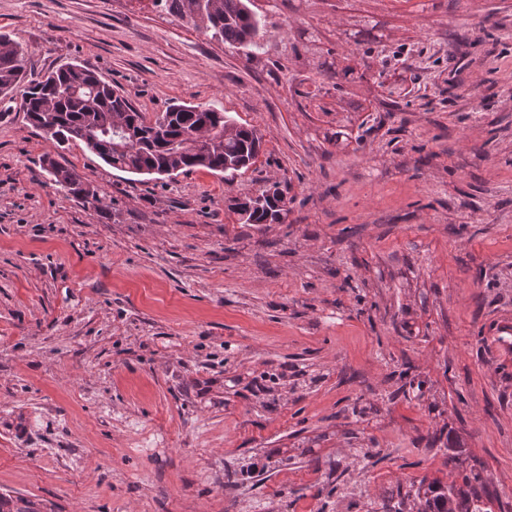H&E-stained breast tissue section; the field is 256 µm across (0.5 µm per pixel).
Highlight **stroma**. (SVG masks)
Segmentation results:
<instances>
[{"label":"stroma","instance_id":"obj_1","mask_svg":"<svg viewBox=\"0 0 512 512\" xmlns=\"http://www.w3.org/2000/svg\"><path fill=\"white\" fill-rule=\"evenodd\" d=\"M252 3L235 49L153 0H0L29 78L80 63L264 139L229 182L138 176L0 99V494L369 512L473 466L512 512V0ZM274 185L283 221L232 211ZM45 171L49 180L57 189L82 200L85 205H91L94 209H102V200L97 192L85 186L80 177L71 169L61 166L53 158H45Z\"/></svg>","mask_w":512,"mask_h":512}]
</instances>
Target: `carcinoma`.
<instances>
[{"label": "carcinoma", "mask_w": 512, "mask_h": 512, "mask_svg": "<svg viewBox=\"0 0 512 512\" xmlns=\"http://www.w3.org/2000/svg\"><path fill=\"white\" fill-rule=\"evenodd\" d=\"M188 20L195 28L228 47L260 46L261 19L251 10L250 0H207V10L196 9L197 0H156ZM0 98L20 99V110L31 125L55 147L82 142L106 164L134 174L171 177L193 168L235 174L234 160L248 168L262 148V136L250 126L215 108L173 103L150 121L129 98L114 89L97 72L83 65L63 63L38 81L27 78L26 51L8 35L0 33ZM195 127L208 141L205 154L190 153L178 143L183 133ZM49 180L61 191L102 209L97 192L85 186L71 169L51 157L45 158ZM284 201L278 189L262 192L235 203L246 224H269L280 219ZM480 474L464 475L460 486L434 481L420 486L417 512H484L481 496L474 489ZM0 512H43L40 504L17 496L0 495Z\"/></svg>", "instance_id": "1"}]
</instances>
